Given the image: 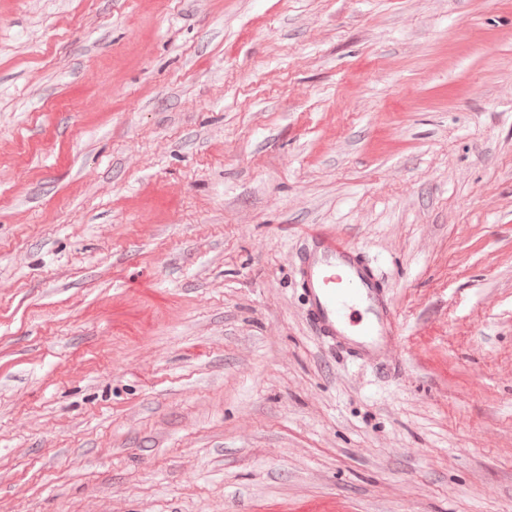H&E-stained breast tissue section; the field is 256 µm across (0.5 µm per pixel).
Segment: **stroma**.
<instances>
[{"mask_svg": "<svg viewBox=\"0 0 512 512\" xmlns=\"http://www.w3.org/2000/svg\"><path fill=\"white\" fill-rule=\"evenodd\" d=\"M326 503L512 512V0H0V512ZM296 271L315 336L353 362L398 365L400 326L378 268L363 252L313 228L299 245Z\"/></svg>", "mask_w": 512, "mask_h": 512, "instance_id": "obj_1", "label": "stroma"}]
</instances>
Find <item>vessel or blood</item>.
Wrapping results in <instances>:
<instances>
[{"label": "vessel or blood", "mask_w": 512, "mask_h": 512, "mask_svg": "<svg viewBox=\"0 0 512 512\" xmlns=\"http://www.w3.org/2000/svg\"><path fill=\"white\" fill-rule=\"evenodd\" d=\"M296 271L315 336L351 361L398 365L399 323L377 266L363 252L313 228L299 245Z\"/></svg>", "instance_id": "obj_1"}]
</instances>
